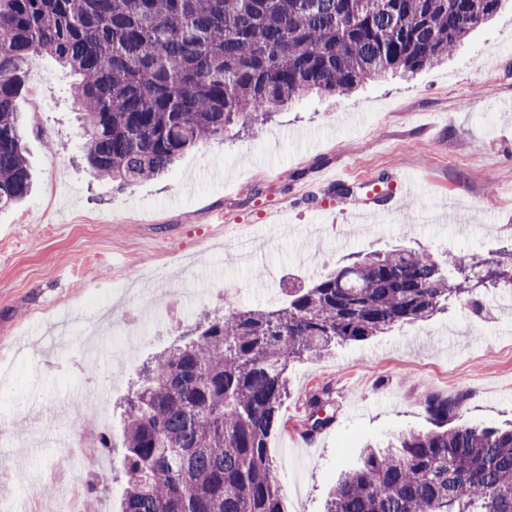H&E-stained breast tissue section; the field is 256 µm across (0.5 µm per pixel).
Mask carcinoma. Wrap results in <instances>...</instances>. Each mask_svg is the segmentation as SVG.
I'll use <instances>...</instances> for the list:
<instances>
[{"instance_id":"obj_1","label":"carcinoma","mask_w":512,"mask_h":512,"mask_svg":"<svg viewBox=\"0 0 512 512\" xmlns=\"http://www.w3.org/2000/svg\"><path fill=\"white\" fill-rule=\"evenodd\" d=\"M503 0H0V209L32 176L17 100L44 55L77 79L85 159L120 188L165 173L235 120L266 118L309 92L432 66ZM512 284L495 258L370 253L275 308L203 317L147 367L123 420L121 512H285L267 442L291 360L478 304ZM458 402L433 397L438 431L367 448L327 512H512V429L444 428Z\"/></svg>"}]
</instances>
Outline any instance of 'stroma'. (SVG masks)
<instances>
[{
  "label": "stroma",
  "instance_id": "obj_1",
  "mask_svg": "<svg viewBox=\"0 0 512 512\" xmlns=\"http://www.w3.org/2000/svg\"><path fill=\"white\" fill-rule=\"evenodd\" d=\"M17 102L35 185L0 210V418L14 437L0 456L24 475L0 512L50 507L45 475L72 438L61 406L93 386L113 432L146 362L205 314L266 306L261 287L310 284L348 256L405 246L440 258L512 249V0L441 63L385 74L349 93L304 95L263 124L231 129L186 152L164 176L120 190L84 167L70 78L50 56ZM339 170L355 189L321 181ZM402 173L415 184L396 222L362 212L365 181ZM331 197L319 211L307 191ZM130 320L121 369L85 370L86 348L110 350ZM282 424L268 440L286 512H325L342 470L366 445L436 424L430 397L460 398L449 427L512 425V312L453 303L288 369ZM328 422L311 427L312 397ZM121 450L86 464L76 488L96 512H118Z\"/></svg>",
  "mask_w": 512,
  "mask_h": 512
}]
</instances>
